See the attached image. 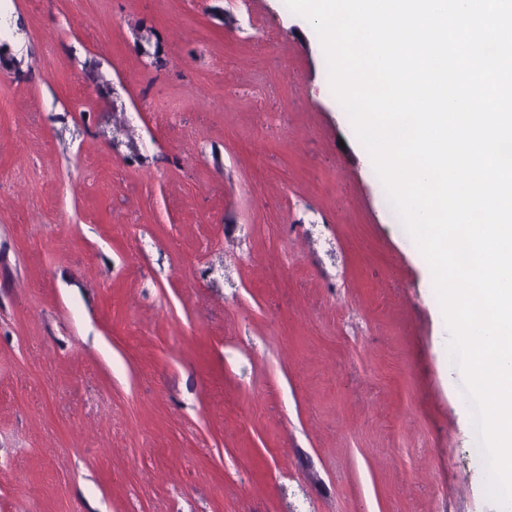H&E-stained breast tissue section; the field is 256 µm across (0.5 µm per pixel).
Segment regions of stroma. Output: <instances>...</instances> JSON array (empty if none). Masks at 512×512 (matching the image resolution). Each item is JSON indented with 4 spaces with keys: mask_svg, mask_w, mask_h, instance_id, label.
Masks as SVG:
<instances>
[{
    "mask_svg": "<svg viewBox=\"0 0 512 512\" xmlns=\"http://www.w3.org/2000/svg\"><path fill=\"white\" fill-rule=\"evenodd\" d=\"M0 512H499L433 276L281 0H0Z\"/></svg>",
    "mask_w": 512,
    "mask_h": 512,
    "instance_id": "35a3bbf8",
    "label": "stroma"
}]
</instances>
